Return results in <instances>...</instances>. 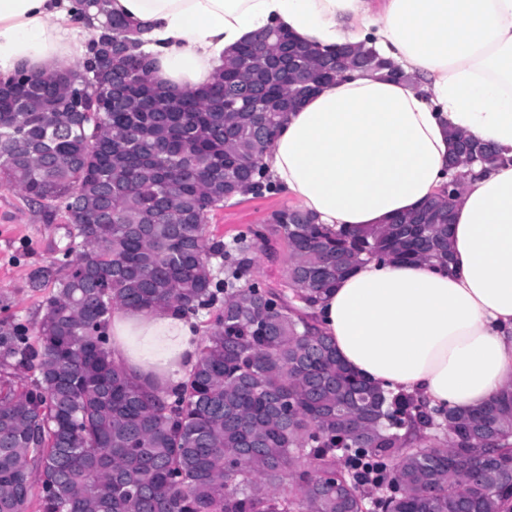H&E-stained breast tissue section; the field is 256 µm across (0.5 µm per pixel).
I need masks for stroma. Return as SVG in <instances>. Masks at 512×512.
Here are the masks:
<instances>
[{
	"mask_svg": "<svg viewBox=\"0 0 512 512\" xmlns=\"http://www.w3.org/2000/svg\"><path fill=\"white\" fill-rule=\"evenodd\" d=\"M293 204L278 190L249 194L212 211L208 225L217 238L228 242L265 224L273 211ZM65 244L66 226L59 217L27 201L18 190L0 186V326H31L40 319L51 291L29 288V276L60 258ZM248 258L255 281L273 285L287 274L288 251L282 246L256 244Z\"/></svg>",
	"mask_w": 512,
	"mask_h": 512,
	"instance_id": "stroma-1",
	"label": "stroma"
}]
</instances>
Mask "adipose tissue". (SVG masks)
<instances>
[{"mask_svg":"<svg viewBox=\"0 0 512 512\" xmlns=\"http://www.w3.org/2000/svg\"><path fill=\"white\" fill-rule=\"evenodd\" d=\"M141 30L156 85L211 83L224 56L276 24L320 49L362 45L405 80L353 75L281 127L262 165L318 223L356 230L417 209L449 180L452 262H370L319 302L318 329L386 394L471 411L512 388V0H111ZM73 0H0V78L51 74L82 50ZM500 158L449 172L450 131ZM195 320L117 307L113 359L177 388L193 370Z\"/></svg>","mask_w":512,"mask_h":512,"instance_id":"adipose-tissue-1","label":"adipose tissue"}]
</instances>
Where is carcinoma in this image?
<instances>
[{
	"label": "carcinoma",
	"mask_w": 512,
	"mask_h": 512,
	"mask_svg": "<svg viewBox=\"0 0 512 512\" xmlns=\"http://www.w3.org/2000/svg\"><path fill=\"white\" fill-rule=\"evenodd\" d=\"M109 0H83L101 17L88 51L49 75L18 72L0 93V185L62 210L64 265L34 271L52 285L38 348L0 329V512H512V389L471 412L429 410L413 394L387 398L319 335L314 307L336 281L371 259L449 265L446 224H384L358 233L294 224L285 207L253 235L209 236L225 189L263 170L266 139L246 116L224 123V75L247 82L239 47L206 88L181 93L183 143L160 171L131 170L164 123L135 100L106 111L100 53L139 46ZM136 93L173 94L150 79ZM212 169L205 189L192 172ZM289 243L293 274L281 289L247 276L253 237ZM222 259L219 271L211 259ZM117 306H175L187 316L219 307L188 378L167 399L112 358L106 327ZM34 365L32 387L17 371ZM438 420L446 439L426 433ZM341 463L343 480L323 486ZM397 482L401 493L385 490Z\"/></svg>",
	"instance_id": "obj_1"
}]
</instances>
